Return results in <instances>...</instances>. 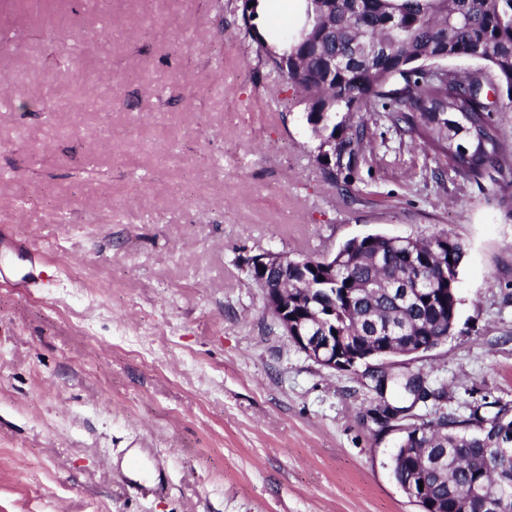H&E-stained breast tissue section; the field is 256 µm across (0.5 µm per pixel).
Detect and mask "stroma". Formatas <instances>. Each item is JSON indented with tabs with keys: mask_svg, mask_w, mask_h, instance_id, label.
Returning <instances> with one entry per match:
<instances>
[{
	"mask_svg": "<svg viewBox=\"0 0 512 512\" xmlns=\"http://www.w3.org/2000/svg\"><path fill=\"white\" fill-rule=\"evenodd\" d=\"M240 3L0 0V226L46 256L0 244V512H420L367 367L266 310L265 251L447 231L456 326L383 369L444 389L424 421L512 405V172L438 177L382 123L343 199Z\"/></svg>",
	"mask_w": 512,
	"mask_h": 512,
	"instance_id": "1",
	"label": "stroma"
}]
</instances>
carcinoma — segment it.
<instances>
[{
    "label": "carcinoma",
    "instance_id": "1",
    "mask_svg": "<svg viewBox=\"0 0 512 512\" xmlns=\"http://www.w3.org/2000/svg\"><path fill=\"white\" fill-rule=\"evenodd\" d=\"M255 2L242 0L239 32L255 43L259 61L304 93L318 161L344 197L354 196L359 161L382 121L432 150L463 182L512 168V144L494 118L505 109L501 93L512 104V0H308L312 20L279 57L253 32ZM448 60L482 67L462 76L441 66ZM463 255L443 231L407 244L365 236L336 256L334 278L321 258H287L266 278L252 258L244 263L258 288L302 297L313 333L399 356L452 333ZM375 389L379 405L404 417L430 394L421 373L381 374ZM392 471L421 512H512V408L408 422Z\"/></svg>",
    "mask_w": 512,
    "mask_h": 512
}]
</instances>
